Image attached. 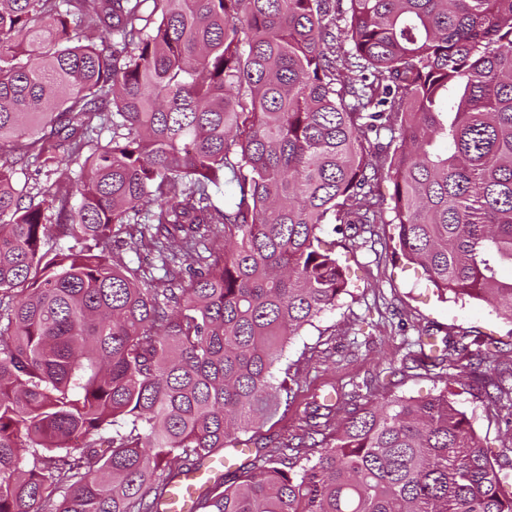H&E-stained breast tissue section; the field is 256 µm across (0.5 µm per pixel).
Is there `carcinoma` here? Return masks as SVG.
<instances>
[{"label":"carcinoma","instance_id":"carcinoma-1","mask_svg":"<svg viewBox=\"0 0 512 512\" xmlns=\"http://www.w3.org/2000/svg\"><path fill=\"white\" fill-rule=\"evenodd\" d=\"M4 142L0 512H162L272 418L286 346L351 294L328 224L345 248L391 225L440 294L512 323V0H0ZM62 164L65 190L18 177ZM119 234L157 264H115ZM442 343L412 362L512 428V367ZM350 395L198 512H512L448 389Z\"/></svg>","mask_w":512,"mask_h":512}]
</instances>
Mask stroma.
Segmentation results:
<instances>
[{
    "label": "stroma",
    "instance_id": "1",
    "mask_svg": "<svg viewBox=\"0 0 512 512\" xmlns=\"http://www.w3.org/2000/svg\"><path fill=\"white\" fill-rule=\"evenodd\" d=\"M351 283V293L314 325L295 336L276 367L277 377L296 374L299 390L282 402L273 418L240 434L239 442L256 448L285 442L307 428L315 402L331 391L347 393L351 382L379 380L378 396L425 398L443 389L437 371L408 367V344L419 332L467 335L492 342V358L512 363V323L489 304L439 296L423 270L402 256L376 259L369 248L336 251ZM454 398L470 418L489 455L512 445L506 425L484 399L462 387Z\"/></svg>",
    "mask_w": 512,
    "mask_h": 512
}]
</instances>
